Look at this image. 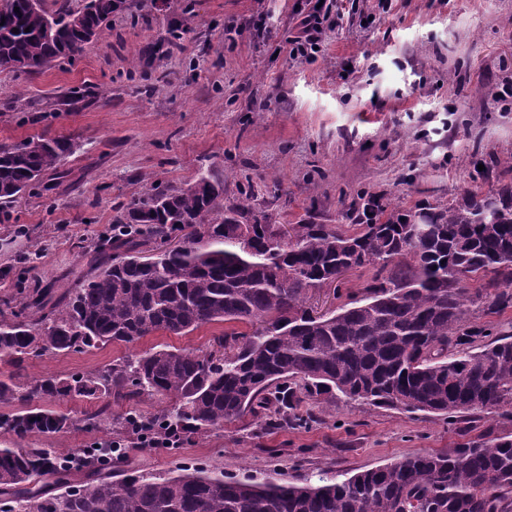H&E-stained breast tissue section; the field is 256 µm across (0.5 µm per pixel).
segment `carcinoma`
I'll return each instance as SVG.
<instances>
[{"instance_id": "1", "label": "carcinoma", "mask_w": 512, "mask_h": 512, "mask_svg": "<svg viewBox=\"0 0 512 512\" xmlns=\"http://www.w3.org/2000/svg\"><path fill=\"white\" fill-rule=\"evenodd\" d=\"M118 10L116 0L53 13L6 0L0 67L35 74L73 60ZM73 150L69 139L42 135L0 143V210ZM420 213L431 230L418 239L411 220ZM348 217L359 226L352 234L313 223L285 233L246 200L224 201V180L203 174L179 189L155 183L117 211L110 232L82 248L93 271L60 294L25 279L31 254L16 258L0 271L15 286L0 302V357L16 362L213 322L252 331H226L208 352L153 347L92 373L24 385L0 378V404H20L0 413V432L23 440L97 430L108 422L103 412L78 421L42 401L146 394L175 400L152 428L189 438L273 401L286 411L302 389L456 419L512 416V331L473 319L512 307V183L414 212L377 206L363 192ZM342 267L376 270L366 294L311 315L309 290L333 283ZM475 275L489 277L484 287H470ZM80 455L75 468L45 448L1 446L0 512H512V434L492 428L448 452L299 483L209 466L114 480V457Z\"/></svg>"}]
</instances>
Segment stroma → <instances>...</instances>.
<instances>
[{"label": "stroma", "instance_id": "1", "mask_svg": "<svg viewBox=\"0 0 512 512\" xmlns=\"http://www.w3.org/2000/svg\"><path fill=\"white\" fill-rule=\"evenodd\" d=\"M110 29L70 61L39 74L0 70V143L33 135L75 148L65 178L45 175L0 224V268L19 252L38 259L32 279L70 288L90 269L80 247L112 223L118 205L160 182L184 187L198 176L224 179V198H248L275 223L342 224L365 191L406 211L444 203L470 187L473 162L490 163L482 191L512 182V0H340L343 20L322 49L293 59L305 0H135ZM373 15L362 28L364 15ZM184 34L173 40L171 31ZM91 103L54 110L70 88ZM211 323L187 335L156 332L81 353L12 362L0 376L24 384L92 372L155 346L211 349L224 331ZM296 420L252 414L178 448L132 451L127 468L166 476L204 463L230 475L290 481L354 474L413 454L465 442L457 425L403 412L301 395ZM104 430L74 429L0 446L77 451Z\"/></svg>", "mask_w": 512, "mask_h": 512}]
</instances>
